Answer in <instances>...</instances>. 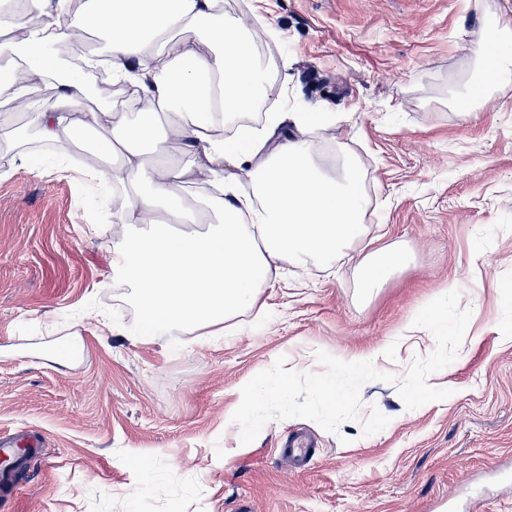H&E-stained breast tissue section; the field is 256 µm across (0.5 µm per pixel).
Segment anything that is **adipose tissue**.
I'll use <instances>...</instances> for the list:
<instances>
[{"label": "adipose tissue", "mask_w": 512, "mask_h": 512, "mask_svg": "<svg viewBox=\"0 0 512 512\" xmlns=\"http://www.w3.org/2000/svg\"><path fill=\"white\" fill-rule=\"evenodd\" d=\"M220 0H14L0 11V100L26 101L28 81L56 89L30 109L43 142L95 131L111 165L93 168L111 184L112 279L130 289L138 313L134 339L175 331L223 337L253 312L284 266L327 265L365 235V174L340 139H326L336 115L288 107L265 113L259 128L224 131L285 82L270 78L252 30L225 18ZM105 33L113 82L129 84L137 115L107 105L81 107L80 72H63L76 29ZM478 63L495 81L512 78V39L482 29ZM174 144L155 158L156 134ZM244 181L224 177L225 162ZM409 262L383 247L357 263L369 296Z\"/></svg>", "instance_id": "obj_1"}]
</instances>
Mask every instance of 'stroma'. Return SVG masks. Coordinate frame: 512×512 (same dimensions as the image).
<instances>
[{
    "label": "stroma",
    "mask_w": 512,
    "mask_h": 512,
    "mask_svg": "<svg viewBox=\"0 0 512 512\" xmlns=\"http://www.w3.org/2000/svg\"><path fill=\"white\" fill-rule=\"evenodd\" d=\"M280 37L271 71L298 105L342 119L377 213L351 256L285 273L264 288L266 318L235 335H93L73 311L136 320L110 279L112 236L94 231V188L68 155L17 139L22 111L0 120V430L41 433L0 512H512V82L467 118L456 109L479 75L476 42L512 0H224ZM382 246L410 262L371 297L357 256ZM444 306L433 336L324 399L297 380L293 403L255 386L281 363L370 353L410 319ZM447 339L428 356L436 337ZM470 337L465 347L457 339ZM73 342V368L44 349ZM301 433L319 455L277 450ZM153 461L144 471L139 461Z\"/></svg>",
    "instance_id": "35a3bbf8"
}]
</instances>
